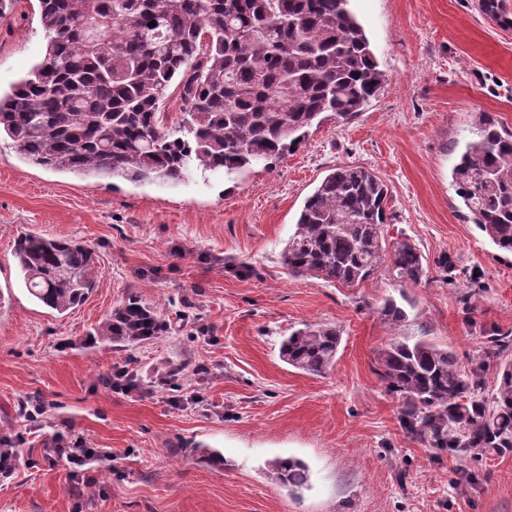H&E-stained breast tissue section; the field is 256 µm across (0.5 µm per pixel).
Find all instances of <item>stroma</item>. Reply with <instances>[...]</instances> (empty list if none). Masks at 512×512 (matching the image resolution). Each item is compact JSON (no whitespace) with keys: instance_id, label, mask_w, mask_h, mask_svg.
I'll return each mask as SVG.
<instances>
[{"instance_id":"1","label":"stroma","mask_w":512,"mask_h":512,"mask_svg":"<svg viewBox=\"0 0 512 512\" xmlns=\"http://www.w3.org/2000/svg\"><path fill=\"white\" fill-rule=\"evenodd\" d=\"M386 77L349 121L328 120L270 166L232 182L192 169L177 184L82 178L28 164L0 139V437L15 445L0 474V512H512V453L479 462L415 442L398 401L373 373L392 338L377 309L406 292L404 335H425L469 364L485 336L512 332V255L467 221L451 179L478 113L512 131V27L476 0H351ZM37 0L0 18V90L45 52ZM372 169L392 217L387 242L422 254L427 280L399 288L387 269L353 287L291 277L280 253L303 201L331 168ZM86 244L96 285L57 314L18 273L17 239ZM171 328L129 351L85 345L129 290ZM340 329L335 367L302 374L283 336L306 324ZM182 366L177 387L156 376ZM134 370L133 388L113 384ZM43 407L29 420L28 411ZM108 448L111 461L69 478L51 464L56 436ZM218 450L215 468L195 447ZM278 457L305 462L302 497L268 475Z\"/></svg>"}]
</instances>
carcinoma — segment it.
<instances>
[{
	"label": "carcinoma",
	"mask_w": 512,
	"mask_h": 512,
	"mask_svg": "<svg viewBox=\"0 0 512 512\" xmlns=\"http://www.w3.org/2000/svg\"><path fill=\"white\" fill-rule=\"evenodd\" d=\"M47 34L42 60L0 93V133L26 162L100 180L175 183L191 161L229 179L301 145L328 117L348 120L377 97L385 74L350 0H38ZM480 11L509 26L503 0ZM154 21L156 25L148 26ZM178 80L177 125L160 106ZM476 138L452 168L468 221L512 254V132L483 113ZM382 181L362 167H336L309 195L281 252L291 277L354 286L388 263L399 286L427 278L421 253L389 247ZM29 294L59 314L82 303L96 278L93 251L27 234L15 245ZM378 316L399 332L413 307L405 293ZM161 309L126 295L87 334L86 344L130 350L165 335ZM340 331L307 324L280 344L289 366L321 376L336 365ZM495 363L496 383L483 372ZM374 373L399 402L415 440L471 460L512 453V335L492 333L469 370L451 349L395 336ZM282 486L309 485L305 464H269Z\"/></svg>",
	"instance_id": "cac0c4a2"
}]
</instances>
